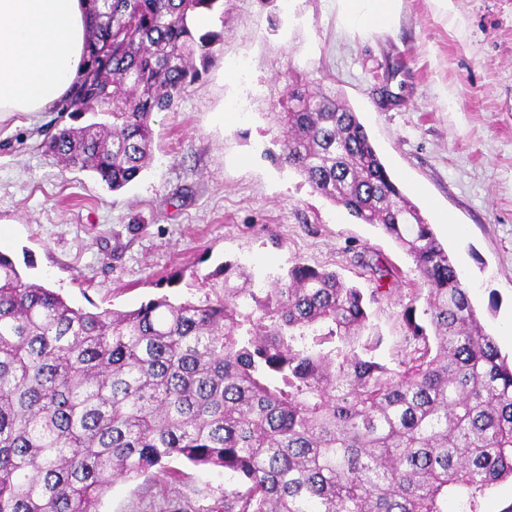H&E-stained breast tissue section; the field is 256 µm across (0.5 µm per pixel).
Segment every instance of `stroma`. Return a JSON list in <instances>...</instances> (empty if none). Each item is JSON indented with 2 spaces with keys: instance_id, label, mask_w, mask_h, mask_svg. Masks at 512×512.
Returning <instances> with one entry per match:
<instances>
[{
  "instance_id": "35a3bbf8",
  "label": "stroma",
  "mask_w": 512,
  "mask_h": 512,
  "mask_svg": "<svg viewBox=\"0 0 512 512\" xmlns=\"http://www.w3.org/2000/svg\"><path fill=\"white\" fill-rule=\"evenodd\" d=\"M392 14L369 28L348 24L341 0H224L215 62L154 114L152 159L117 191L42 148L36 131H54L55 113L0 117V251L88 311L204 298L222 290L227 261L259 288L299 262L333 271L375 292L377 356L400 368L415 348L403 312L426 306L411 259L269 157L283 138L276 112L308 81L358 113L512 357V0H394ZM239 487L231 472L174 459L116 480L98 512H217Z\"/></svg>"
}]
</instances>
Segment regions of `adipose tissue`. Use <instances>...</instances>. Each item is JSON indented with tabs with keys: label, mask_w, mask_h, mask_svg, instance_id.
<instances>
[{
	"label": "adipose tissue",
	"mask_w": 512,
	"mask_h": 512,
	"mask_svg": "<svg viewBox=\"0 0 512 512\" xmlns=\"http://www.w3.org/2000/svg\"><path fill=\"white\" fill-rule=\"evenodd\" d=\"M87 0H0V114L41 112L83 65Z\"/></svg>",
	"instance_id": "obj_1"
}]
</instances>
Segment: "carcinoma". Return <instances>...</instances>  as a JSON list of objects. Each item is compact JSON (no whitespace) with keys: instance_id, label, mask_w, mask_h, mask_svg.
Here are the masks:
<instances>
[{"instance_id":"obj_1","label":"carcinoma","mask_w":512,"mask_h":512,"mask_svg":"<svg viewBox=\"0 0 512 512\" xmlns=\"http://www.w3.org/2000/svg\"><path fill=\"white\" fill-rule=\"evenodd\" d=\"M220 0H89L83 70L42 145L116 191L139 177L152 117L215 61ZM274 116L276 160L378 224L427 286V324L396 370L378 361L361 289L296 263L256 288L234 263L224 295L87 311L0 252V512H96L118 478L172 459L245 489L224 512H475L512 479V362L480 322L448 249L392 181L356 112L297 83ZM87 113L105 117L66 124Z\"/></svg>"}]
</instances>
